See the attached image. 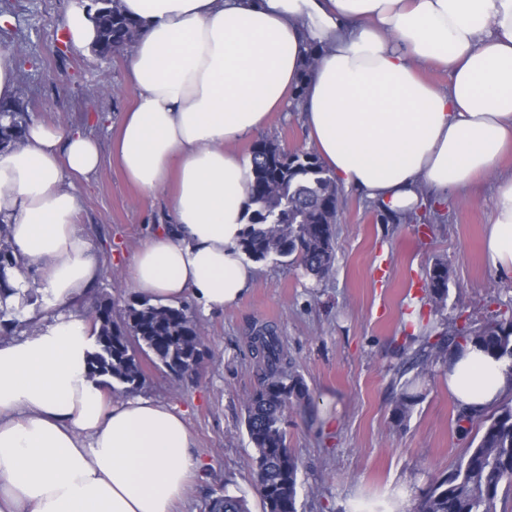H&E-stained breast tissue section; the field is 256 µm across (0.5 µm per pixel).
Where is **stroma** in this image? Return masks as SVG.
<instances>
[{"mask_svg":"<svg viewBox=\"0 0 512 512\" xmlns=\"http://www.w3.org/2000/svg\"><path fill=\"white\" fill-rule=\"evenodd\" d=\"M69 0H0V49L25 61L19 98L32 119L92 129L102 164L74 186L77 222L89 237L102 275L90 297H111L116 310L137 299L128 274L134 252L169 214L166 193L130 185L112 154L111 123L90 124L100 112H122L134 92L125 80L126 56L103 61L55 42ZM287 150L312 144L298 112H275L255 138L237 144L250 154L255 140ZM495 182L483 179L464 197L448 195L424 209L417 222L397 224L354 191H342L335 225L332 271L317 279L291 258L256 262V278L235 305L203 313L183 304L206 338L200 368L176 378L143 359L139 393L186 414L203 469L191 479L177 512H205L228 491L261 512L253 488L254 450L246 431L245 398L258 385L253 331L275 325L310 400L288 416V445L299 464V512H388L397 495L417 497L429 480L455 465L469 445L456 428L458 408L448 395L441 364H434L409 419L397 422L394 402L417 371L415 331L406 317L412 300L426 295V273L435 261L450 270L445 313L480 326L512 303V277L493 273L482 237L493 206ZM334 424L322 427L324 401Z\"/></svg>","mask_w":512,"mask_h":512,"instance_id":"stroma-1","label":"stroma"}]
</instances>
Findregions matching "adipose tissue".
<instances>
[{
  "mask_svg": "<svg viewBox=\"0 0 512 512\" xmlns=\"http://www.w3.org/2000/svg\"><path fill=\"white\" fill-rule=\"evenodd\" d=\"M140 26L134 91L112 151L127 180L169 191L170 228L133 255L143 295L236 302L253 267L251 157L235 143L304 88L311 141L339 187L405 218L427 199L495 175L483 250L512 274V0H121ZM319 59L303 64L311 45ZM448 71L447 89L419 66ZM101 164L96 138L39 120L0 151V224L40 273L30 332L0 340V512H172L201 468L177 408L113 397L90 378L94 337L80 309L101 268L76 223L73 186ZM448 393L472 412L512 395V365L476 342L443 363Z\"/></svg>",
  "mask_w": 512,
  "mask_h": 512,
  "instance_id": "ef3b65f1",
  "label": "adipose tissue"
}]
</instances>
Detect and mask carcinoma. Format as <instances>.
I'll return each mask as SVG.
<instances>
[{
	"label": "carcinoma",
	"instance_id": "obj_1",
	"mask_svg": "<svg viewBox=\"0 0 512 512\" xmlns=\"http://www.w3.org/2000/svg\"><path fill=\"white\" fill-rule=\"evenodd\" d=\"M112 3V19L106 33H97L96 42L104 51L120 52L131 47L138 24ZM31 116L16 103L11 112H0V148L21 139ZM254 178L248 189L249 224L239 248L249 259L261 261L292 256L306 273L321 279L335 261L334 224L340 188L314 152L285 151L272 140L252 147ZM19 266L9 236L0 227V335L13 336L19 327L22 306L33 301L35 289L22 295L21 307H9L4 299L16 293L10 271ZM428 301L434 313L445 309L449 268L436 262L426 274ZM96 332V348L88 371L93 378L105 377L132 393L144 381L141 355L171 372L184 374L199 364L198 346L203 342L195 319L184 307L152 304L148 300L129 303L114 316L112 298H102L86 311ZM442 322L419 318L417 354L421 370L405 381L395 401L398 422L406 420L421 397L420 379L429 373L431 360L447 355L448 348L473 339L498 357L512 359V316L496 315L482 326L446 327ZM259 357L258 386L246 402V430L254 448V485L262 512H298V460L288 445V412L307 399L302 378L286 362L276 331L259 328L253 337ZM457 429L468 433L482 430L476 444L448 473L434 477L421 490L414 512H497L500 492L512 490V404L505 403L490 413H457ZM207 512H246L240 497L226 493L207 505Z\"/></svg>",
	"mask_w": 512,
	"mask_h": 512
}]
</instances>
